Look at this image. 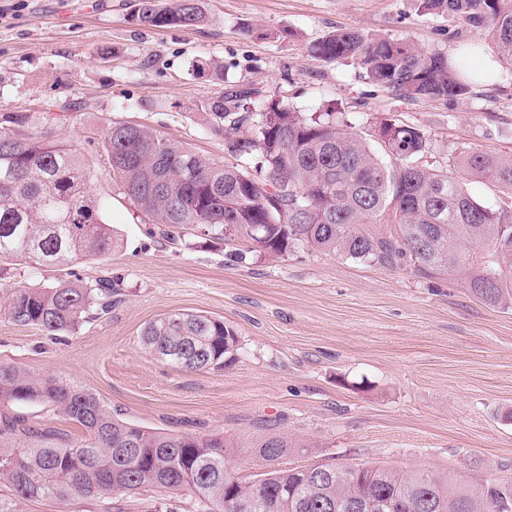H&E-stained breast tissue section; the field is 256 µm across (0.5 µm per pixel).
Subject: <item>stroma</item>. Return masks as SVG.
<instances>
[{
	"label": "stroma",
	"instance_id": "obj_1",
	"mask_svg": "<svg viewBox=\"0 0 512 512\" xmlns=\"http://www.w3.org/2000/svg\"><path fill=\"white\" fill-rule=\"evenodd\" d=\"M198 27L150 28L133 0H0V114L75 110L57 135L95 172L91 192L118 246L103 259L0 276V361L65 378L123 420L234 439L226 466L262 470L250 441L288 437L287 468L318 464L426 468L479 482L512 477V306L491 307L455 275L364 264L301 246L280 257L210 241L188 227L161 236L124 194L102 149L107 124L149 127L217 164L229 162L210 102L251 84L303 114L335 107L356 131L383 116L418 127L424 165L472 151L512 156V64L487 32L422 13L418 0H201ZM271 32L247 37L243 28ZM340 27L456 55L477 73L467 98L407 101L326 62L309 45ZM112 277L121 300L77 332L19 325L1 305L16 288ZM196 312L238 335L232 363L173 367L143 348L159 315Z\"/></svg>",
	"mask_w": 512,
	"mask_h": 512
}]
</instances>
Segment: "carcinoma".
I'll list each match as a JSON object with an SVG mask.
<instances>
[{
  "instance_id": "obj_1",
  "label": "carcinoma",
  "mask_w": 512,
  "mask_h": 512,
  "mask_svg": "<svg viewBox=\"0 0 512 512\" xmlns=\"http://www.w3.org/2000/svg\"><path fill=\"white\" fill-rule=\"evenodd\" d=\"M137 22L154 28H192L205 20L200 0H137ZM426 14L461 17L486 30L498 54L512 62V0H420ZM421 51L407 40L338 29L310 51L326 61L349 60L383 92L411 101L462 99L473 76L465 59ZM214 129L236 165L217 166L156 131L114 121L103 150L135 208L157 224L195 226L281 256L298 245L384 267L411 266L420 275L454 273L492 307L512 304V210L493 209L466 188L488 180L512 194V157L470 152L442 169L421 159L430 149L417 127L389 117L369 141L334 112L302 116L262 91L233 87L209 105ZM66 115L47 114L42 127L29 115L0 116V260L63 265L107 256L118 244L90 192L94 170L53 126ZM251 135L243 136V126ZM391 164L379 159V152ZM255 173H250L246 167ZM395 224L396 234L368 226ZM119 289L110 277L92 283L21 287L8 297L14 322L50 335L74 332L112 312ZM143 347L187 370L232 360L234 329L202 314L174 312L149 322ZM39 403L86 433L67 441L36 431L11 412ZM266 471L244 481L224 464L231 440L218 435H170L114 415L90 390L56 376L34 377L0 361V512H21L31 501H53L78 512V500L104 501L156 489L186 492L195 512H512V481L473 483L426 470L323 465L330 475L306 482L299 468H282L293 444L279 435L251 441Z\"/></svg>"
}]
</instances>
